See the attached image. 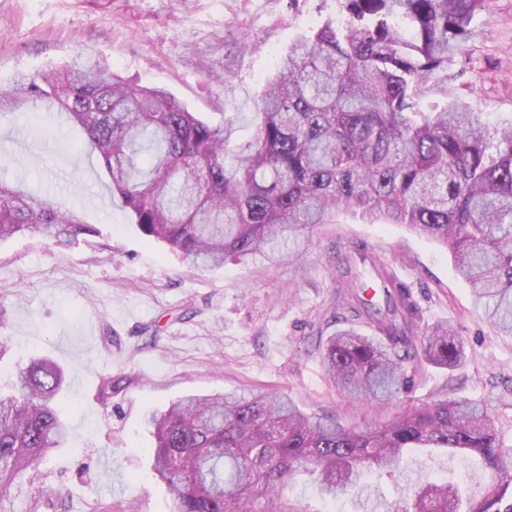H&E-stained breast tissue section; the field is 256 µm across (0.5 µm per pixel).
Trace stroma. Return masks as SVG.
I'll use <instances>...</instances> for the list:
<instances>
[{"label": "stroma", "instance_id": "stroma-1", "mask_svg": "<svg viewBox=\"0 0 512 512\" xmlns=\"http://www.w3.org/2000/svg\"><path fill=\"white\" fill-rule=\"evenodd\" d=\"M336 0H0V90L23 74L85 49L113 72L160 87L206 120L234 119L253 133L252 104L276 57L297 37L338 19ZM451 68L449 98L512 119V0H488ZM0 177L22 183L57 209H77L96 234L62 247L37 234L0 242V375L48 357L68 374L62 394L70 438L47 464L42 486L14 501L29 512L43 488L62 492L58 512H173L150 474L144 413L181 397L257 389L288 393L309 415L350 426L387 420L402 404L449 395L486 405L512 448V336L472 305L450 253L398 224L345 213L314 228L298 261L228 260L198 272L151 242L111 197L109 179L81 128L47 123L30 109L0 119ZM365 243L408 284L421 325L451 323L463 349L449 369L424 362L411 391L389 403L353 402L332 385L316 346L333 334L336 247ZM133 379L104 407L102 378ZM304 512H363L354 496L320 497L307 476L287 487Z\"/></svg>", "mask_w": 512, "mask_h": 512}]
</instances>
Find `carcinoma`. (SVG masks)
<instances>
[{"label": "carcinoma", "instance_id": "1", "mask_svg": "<svg viewBox=\"0 0 512 512\" xmlns=\"http://www.w3.org/2000/svg\"><path fill=\"white\" fill-rule=\"evenodd\" d=\"M345 24L296 39L254 103L256 132L232 143L168 91L137 87L81 54L0 94L3 114L51 99L85 131L138 230L200 270L234 257L299 258L310 229L346 211L368 224H402L445 247L474 304L512 335V120L494 122L448 96L454 51L486 0H339ZM96 232L0 181V241L38 233L59 245ZM337 320L319 342L330 379L352 399L410 391L417 366L453 368L452 327L419 335L408 286L359 243L336 269ZM65 374L49 359L17 367L0 397V512L41 475L69 428L59 405ZM131 379L104 378L108 407ZM154 475L174 512H300L283 494L302 472L322 497L363 492L368 472L400 477L414 448L476 461L488 481L474 498L453 480L421 475L390 512H512V448L484 405L448 398L399 408L374 426L307 416L285 394L189 396L151 411Z\"/></svg>", "mask_w": 512, "mask_h": 512}]
</instances>
